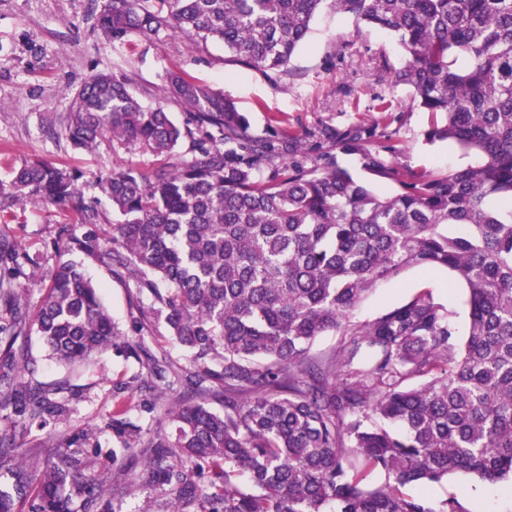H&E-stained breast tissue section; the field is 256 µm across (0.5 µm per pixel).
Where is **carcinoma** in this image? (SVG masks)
<instances>
[{
    "label": "carcinoma",
    "instance_id": "1",
    "mask_svg": "<svg viewBox=\"0 0 512 512\" xmlns=\"http://www.w3.org/2000/svg\"><path fill=\"white\" fill-rule=\"evenodd\" d=\"M96 27L121 43L170 34L193 47L224 44L244 64H288L329 7L390 32L411 56L390 73L431 115L426 139L452 141L483 161L446 173H404L357 132L337 146L399 190L376 194L336 160L288 157L248 135L246 117L218 89L172 72L170 93L190 110L175 123L146 109L130 77L98 71L71 96L61 135L75 151L103 140L171 154L172 168H114L98 186L123 221L112 236L77 240L128 270L148 302L139 341L122 340L98 289L74 262L56 263L35 310L29 286L0 274V512H115L128 486L160 488L163 512H465L402 491L456 472L512 482V0H93ZM269 170L260 178L257 172ZM72 169L34 159L0 182V218L16 203L88 213ZM37 260L0 243V271ZM410 267L445 269L466 291L463 343L430 290L356 322L380 281ZM164 324L187 353L141 359L144 333ZM328 331L337 348L315 357ZM36 333L75 364L113 347L146 373L114 385L140 392L138 416L117 408L107 474L89 472L100 448L64 435L52 447L22 441L26 421L68 417L24 377ZM422 377L419 384L408 380ZM220 396L224 412L206 404ZM143 457L126 481L127 461ZM384 473L381 484L371 482ZM247 476L248 485L239 477Z\"/></svg>",
    "mask_w": 512,
    "mask_h": 512
}]
</instances>
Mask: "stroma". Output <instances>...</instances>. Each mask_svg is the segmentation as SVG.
I'll return each instance as SVG.
<instances>
[{
  "mask_svg": "<svg viewBox=\"0 0 512 512\" xmlns=\"http://www.w3.org/2000/svg\"><path fill=\"white\" fill-rule=\"evenodd\" d=\"M409 53L391 33L366 25L332 9L315 19L304 42L288 65L278 72L246 66L222 43L189 46L170 35L157 42L129 35L125 44L106 43L95 28L91 0H0V180L13 168L39 157L79 172V187L95 209L92 224L57 205L20 204L0 219V240L20 244L39 258L38 267H24L18 281L30 284L34 271H47L57 260L54 242L60 228L76 237L111 231L117 217L111 202L96 185L98 176L115 168L150 172L190 157L191 143L183 141L169 155H153L138 145L119 148L104 142L95 150L75 152L60 134L68 102L92 69L130 76L144 108L163 106L176 123H185V106L168 90L169 73L188 75L196 83L223 90L249 122L256 140L296 143L335 152L332 134L362 132L386 162L408 172H445L478 164V155H463L451 141L428 142L431 117L412 107L410 91L394 86L389 71L404 67ZM336 163L366 181L378 194L397 191L395 182L371 174L359 155L338 153ZM71 259L82 262L86 275L98 286L102 301L120 331L136 339L133 323L141 309L133 301L127 272H113L111 264L72 249ZM449 274H430L410 268L376 287L355 311L366 321L417 292L429 289L453 316L457 339L468 325L462 287H449ZM33 378L68 399L71 415L60 423H33L25 434L28 444H49L58 432L80 434L88 448L113 446L105 419L113 406L116 381L129 380L139 369L134 359L105 349L84 366L68 367L48 359L37 338L27 341ZM407 493H425L434 500L456 497L464 512H512V493L501 485L463 473L425 487L410 485Z\"/></svg>",
  "mask_w": 512,
  "mask_h": 512,
  "instance_id": "35a3bbf8",
  "label": "stroma"
}]
</instances>
